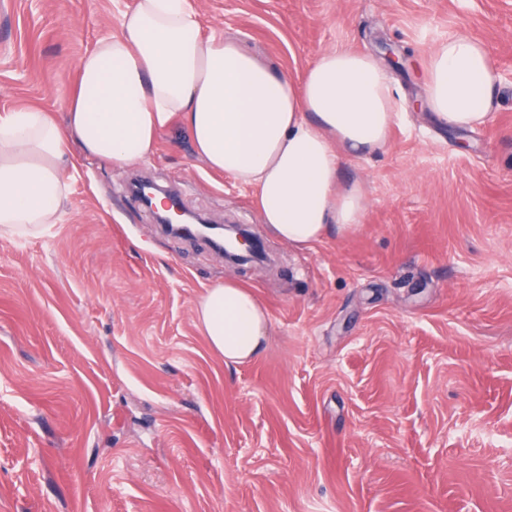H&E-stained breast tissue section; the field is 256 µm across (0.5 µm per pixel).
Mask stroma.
Returning a JSON list of instances; mask_svg holds the SVG:
<instances>
[{
    "mask_svg": "<svg viewBox=\"0 0 512 512\" xmlns=\"http://www.w3.org/2000/svg\"><path fill=\"white\" fill-rule=\"evenodd\" d=\"M196 7L294 77L328 48L407 54L388 146L342 160L369 206L300 249L180 127L131 167L77 156L61 223L0 236V512H512V0ZM117 30L113 0H0V114L64 117L78 58ZM452 34L498 75L474 130L413 106ZM137 175L252 225L275 262L231 268L166 234L128 193ZM227 277L269 313L243 365L194 311Z\"/></svg>",
    "mask_w": 512,
    "mask_h": 512,
    "instance_id": "35a3bbf8",
    "label": "stroma"
}]
</instances>
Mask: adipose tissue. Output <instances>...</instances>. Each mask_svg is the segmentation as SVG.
I'll use <instances>...</instances> for the list:
<instances>
[{
  "mask_svg": "<svg viewBox=\"0 0 512 512\" xmlns=\"http://www.w3.org/2000/svg\"><path fill=\"white\" fill-rule=\"evenodd\" d=\"M66 119L27 108L0 115V236L58 223L70 192L72 146L124 167L149 158L160 131L179 123L195 156L255 189L263 224L297 248L345 235L368 206L341 161L385 148L399 107L368 54L329 48L294 79L236 43L203 35L194 0H136L120 31L77 61ZM429 109L454 128L483 126L499 105L486 47L450 35L424 69ZM199 326L225 364L259 357L268 315L233 278L195 304Z\"/></svg>",
  "mask_w": 512,
  "mask_h": 512,
  "instance_id": "adipose-tissue-1",
  "label": "adipose tissue"
}]
</instances>
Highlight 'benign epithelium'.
I'll list each match as a JSON object with an SVG mask.
<instances>
[{"label":"benign epithelium","instance_id":"obj_1","mask_svg":"<svg viewBox=\"0 0 512 512\" xmlns=\"http://www.w3.org/2000/svg\"><path fill=\"white\" fill-rule=\"evenodd\" d=\"M131 193L148 210L154 223L188 239L209 240L214 252L226 263L243 266L262 253L257 233L237 224L213 223L212 219L188 209L176 190L163 187L150 178L134 181Z\"/></svg>","mask_w":512,"mask_h":512}]
</instances>
